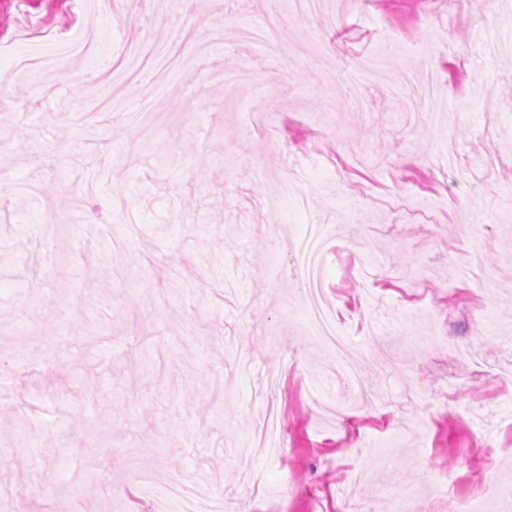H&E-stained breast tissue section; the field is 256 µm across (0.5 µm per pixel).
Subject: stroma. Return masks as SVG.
Here are the masks:
<instances>
[{"mask_svg":"<svg viewBox=\"0 0 512 512\" xmlns=\"http://www.w3.org/2000/svg\"><path fill=\"white\" fill-rule=\"evenodd\" d=\"M98 12L97 61L130 71L111 98L63 72L0 85V512H182L142 495L144 472L236 512L512 484V386L490 376L512 363V0ZM25 17L84 25L58 0H0V71ZM271 40L317 80H284ZM130 41L165 46L164 85L142 79L156 61L129 68ZM228 70L248 83L225 90ZM270 100L271 138L251 123ZM315 220L349 248L324 278L380 424L319 413L352 398L283 247ZM274 373L292 446L241 464Z\"/></svg>","mask_w":512,"mask_h":512,"instance_id":"obj_1","label":"stroma"}]
</instances>
